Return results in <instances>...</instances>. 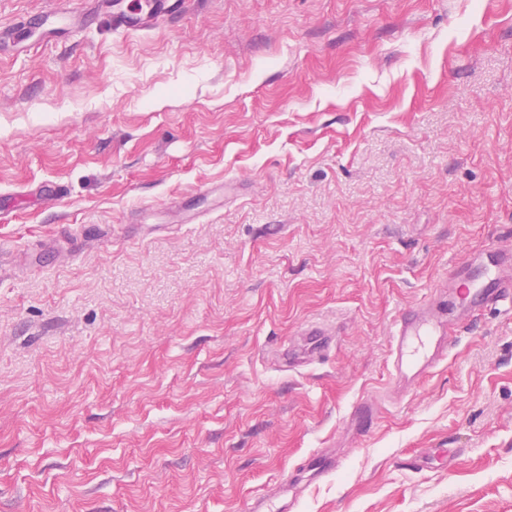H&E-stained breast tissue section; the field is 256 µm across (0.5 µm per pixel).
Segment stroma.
Here are the masks:
<instances>
[{
  "instance_id": "stroma-1",
  "label": "stroma",
  "mask_w": 512,
  "mask_h": 512,
  "mask_svg": "<svg viewBox=\"0 0 512 512\" xmlns=\"http://www.w3.org/2000/svg\"><path fill=\"white\" fill-rule=\"evenodd\" d=\"M66 2L0 0V512H512V308L388 385L399 316L512 248V0ZM177 2L178 0H130L125 9L112 12V28L124 31L151 26L168 14ZM375 418V408L372 399L361 400L353 407L349 415L352 427L360 434L366 432L368 424Z\"/></svg>"
}]
</instances>
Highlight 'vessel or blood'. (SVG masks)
Wrapping results in <instances>:
<instances>
[{"label": "vessel or blood", "instance_id": "b4317fda", "mask_svg": "<svg viewBox=\"0 0 512 512\" xmlns=\"http://www.w3.org/2000/svg\"><path fill=\"white\" fill-rule=\"evenodd\" d=\"M177 0H129L112 14L117 31L153 25ZM449 300L429 299L397 320L390 343V377L400 388L412 386L448 357L458 323L472 320L489 308L512 299V249L490 246L455 263L444 283ZM375 417L372 400L357 402L349 415L352 427L365 433Z\"/></svg>", "mask_w": 512, "mask_h": 512}]
</instances>
